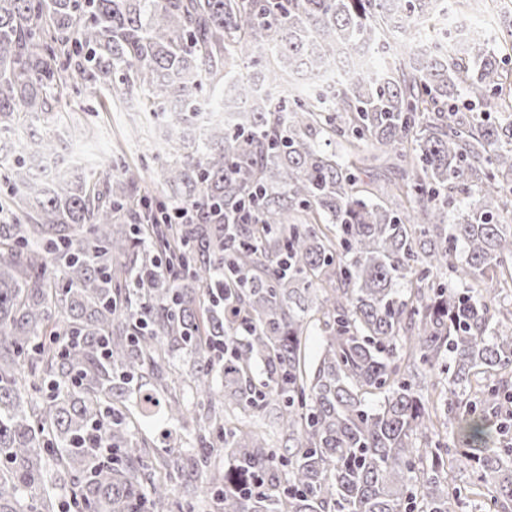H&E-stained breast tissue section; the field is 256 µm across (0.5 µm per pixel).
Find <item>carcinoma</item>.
Listing matches in <instances>:
<instances>
[{"label":"carcinoma","instance_id":"cac0c4a2","mask_svg":"<svg viewBox=\"0 0 512 512\" xmlns=\"http://www.w3.org/2000/svg\"><path fill=\"white\" fill-rule=\"evenodd\" d=\"M455 2L0 0V132L103 83L164 114L156 174L189 214L158 223L117 159L36 183L25 155L57 157L61 130L0 155V512H173L172 484L195 512L202 478L221 512H459L484 488L512 512L492 421L512 410V118H491L512 57L482 29L432 34ZM257 80L276 95L186 136L199 103ZM332 142L394 152L406 204ZM181 356L191 405L168 383ZM419 364L453 390L424 396ZM139 418L199 447L152 454Z\"/></svg>","mask_w":512,"mask_h":512}]
</instances>
